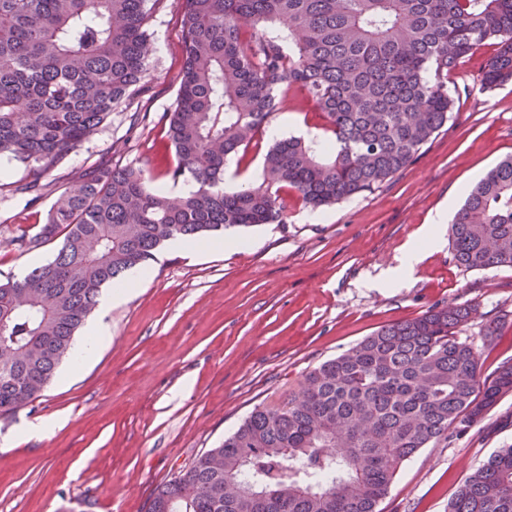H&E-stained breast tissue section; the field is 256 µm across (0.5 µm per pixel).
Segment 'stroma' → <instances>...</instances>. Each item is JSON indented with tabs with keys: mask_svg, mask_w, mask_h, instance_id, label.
Here are the masks:
<instances>
[{
	"mask_svg": "<svg viewBox=\"0 0 512 512\" xmlns=\"http://www.w3.org/2000/svg\"><path fill=\"white\" fill-rule=\"evenodd\" d=\"M151 77L47 175L36 202L0 201V279H19L56 249L14 245L34 236L51 204L82 171L131 165L160 175L174 162L166 116L184 56L177 0H160L148 22ZM493 47L454 76L464 92L450 118L414 161L374 191L312 210L288 204V221L225 231L238 250H179L164 244L148 277L125 300L95 310L111 333L80 367L63 363L42 395L0 419V512H148L156 488L233 433L253 408L298 388L305 374L384 324L431 307L475 302L507 318L501 336H466L482 379L512 361V268L460 265L450 237L412 273L379 287L404 246L446 200L462 205L470 187L512 156V83L485 88ZM275 141L262 132L230 156L224 187L259 181ZM32 424L43 435L25 437ZM512 446V395L460 436L420 449L399 470L382 512H448L467 477Z\"/></svg>",
	"mask_w": 512,
	"mask_h": 512,
	"instance_id": "stroma-1",
	"label": "stroma"
}]
</instances>
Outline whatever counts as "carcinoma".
<instances>
[{
	"mask_svg": "<svg viewBox=\"0 0 512 512\" xmlns=\"http://www.w3.org/2000/svg\"><path fill=\"white\" fill-rule=\"evenodd\" d=\"M160 0H0V156L24 166L0 197L44 178L150 76ZM184 64L166 137L173 196L129 165L93 168L49 209V262L0 281V418L34 402L102 288L174 238L288 223V193L329 206L407 167L452 112L448 79L494 42L488 86L512 81V0H181ZM322 119L318 137L265 154L262 181L224 190L228 157L262 133L281 93ZM466 268L512 267V157L468 192L452 224ZM479 305L433 307L378 328L253 408L224 442L155 491L149 512H380L401 465L479 424L512 392V361L480 380L463 328ZM505 319H482L493 343ZM448 512H512V447L468 477Z\"/></svg>",
	"mask_w": 512,
	"mask_h": 512,
	"instance_id": "obj_1",
	"label": "carcinoma"
}]
</instances>
